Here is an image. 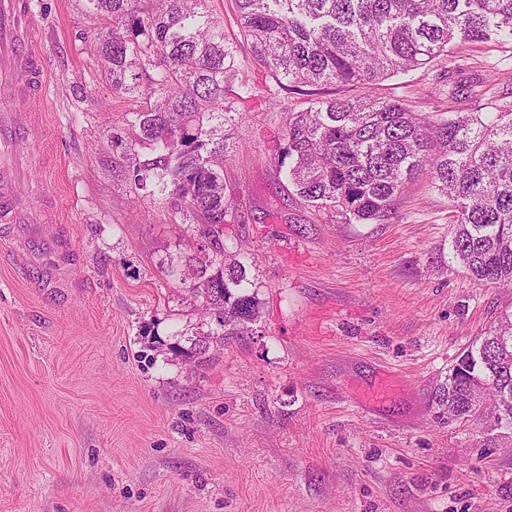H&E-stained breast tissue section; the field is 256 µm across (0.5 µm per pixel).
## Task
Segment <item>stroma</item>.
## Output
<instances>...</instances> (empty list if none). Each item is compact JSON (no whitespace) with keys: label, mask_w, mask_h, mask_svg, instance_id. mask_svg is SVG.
<instances>
[{"label":"stroma","mask_w":512,"mask_h":512,"mask_svg":"<svg viewBox=\"0 0 512 512\" xmlns=\"http://www.w3.org/2000/svg\"><path fill=\"white\" fill-rule=\"evenodd\" d=\"M224 20L250 98L224 127L227 246L252 254L261 316L214 359L186 361L206 318L180 274L191 221L134 194L113 93L84 0H36L49 75L39 130L54 140L24 197L49 202L72 262L33 288L0 238V512H512V436L478 417L442 424L431 397L503 313L512 286L474 285L449 260L448 201L419 176L384 224L308 208L274 163L289 111ZM460 85L512 102V45L467 44L385 80L420 112L472 109ZM391 376L394 392L362 395Z\"/></svg>","instance_id":"1"}]
</instances>
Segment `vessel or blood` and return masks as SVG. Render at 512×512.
Here are the masks:
<instances>
[{"mask_svg":"<svg viewBox=\"0 0 512 512\" xmlns=\"http://www.w3.org/2000/svg\"><path fill=\"white\" fill-rule=\"evenodd\" d=\"M46 70L32 0H0V225L27 251L38 275L32 287L50 288L63 243L51 216L31 205L21 189L32 164L18 151L32 140L46 107Z\"/></svg>","mask_w":512,"mask_h":512,"instance_id":"b4317fda","label":"vessel or blood"}]
</instances>
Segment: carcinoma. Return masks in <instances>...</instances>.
Here are the masks:
<instances>
[{"instance_id":"obj_1","label":"carcinoma","mask_w":512,"mask_h":512,"mask_svg":"<svg viewBox=\"0 0 512 512\" xmlns=\"http://www.w3.org/2000/svg\"><path fill=\"white\" fill-rule=\"evenodd\" d=\"M99 21L94 52L112 90L142 101L112 131L131 188L160 194L210 248L188 261L191 293L218 325L187 357L248 334L260 316L256 260L230 251L224 124L252 87L237 78L224 24L208 0H85ZM254 61L305 98L289 111L277 164L297 197L346 223H385L419 173L450 204V259L474 284L512 285V105L421 113L381 96L386 79L452 42L512 45V0H236ZM335 86L344 95L325 96ZM357 95L352 96L350 92ZM483 393L482 403L474 398ZM436 419L484 409L512 425V314L459 354L433 394Z\"/></svg>"}]
</instances>
